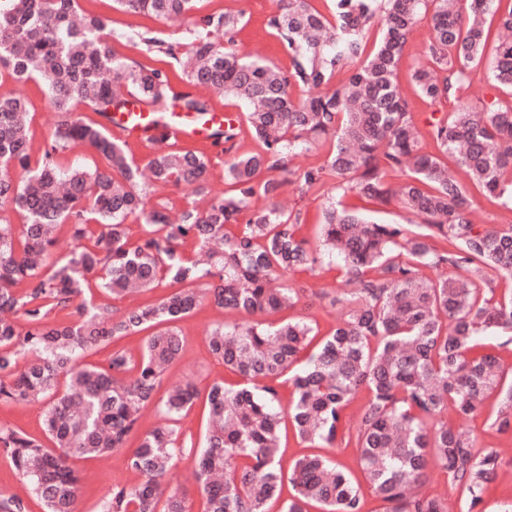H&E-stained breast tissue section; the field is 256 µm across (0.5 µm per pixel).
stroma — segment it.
I'll return each instance as SVG.
<instances>
[{
  "label": "stroma",
  "instance_id": "obj_1",
  "mask_svg": "<svg viewBox=\"0 0 512 512\" xmlns=\"http://www.w3.org/2000/svg\"><path fill=\"white\" fill-rule=\"evenodd\" d=\"M80 10L92 16L106 18L111 23L112 37L109 45L117 54L146 63L166 71H174L175 63L162 54L148 53L138 42L136 35L148 33L159 40L188 42L191 34L186 23L179 20H161L146 14H135L117 8L114 0H78ZM199 10L205 14L232 13L239 15L240 25L233 44L234 51L241 54H261L282 69H290L291 60L269 26V20L276 13V0H200ZM430 12H421L412 38L405 47L398 78L403 95L408 100L418 124H425L430 116H444L451 112V104L432 105L424 102L416 93L411 80L414 68L425 65V47L431 31ZM20 92L31 103L29 124V146L32 155H40L53 127L55 114L43 86L35 81L24 84L12 80L0 81V95ZM201 96L208 99L214 111L231 114L239 129L238 151L246 154L260 151L261 145L255 140L246 122V109L237 100L217 95L209 89H201ZM286 209L301 212L306 225L303 235L310 244L318 242V226L329 203H336L365 213L384 223H405V215L396 207L377 209L358 198L354 193H340L327 188L322 193L301 194L296 185H286L278 198ZM340 271L337 262L322 263L315 271L293 274V281L309 289L300 302L291 309L275 313V320L304 318L316 323L320 331H328L336 323V312L326 302L318 299L323 290L338 288ZM236 315L224 312L212 304L201 305L194 313L182 319L178 327L183 336V348L177 360L169 367L162 386H171L192 381L198 391H205L213 382L237 383L236 374L224 368L210 352L207 343L209 330L219 323H234ZM495 408L494 402H487L483 412L466 420H457V427L473 432L479 447L498 452L502 464L498 478L484 494L488 512L497 505L512 501V433L503 434L490 427L487 417ZM136 440H129L127 448L119 449L103 457L85 458L75 456L70 466L81 476L78 496V512H99L103 501L110 497L115 486L133 487L140 483L138 473L126 467L128 448L136 447ZM196 467L195 457L189 453L178 455L167 476L171 489L185 495L191 512H203L204 500L193 478Z\"/></svg>",
  "mask_w": 512,
  "mask_h": 512
}]
</instances>
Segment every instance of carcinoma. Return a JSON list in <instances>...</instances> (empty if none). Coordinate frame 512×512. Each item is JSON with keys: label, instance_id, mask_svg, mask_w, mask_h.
Listing matches in <instances>:
<instances>
[{"label": "carcinoma", "instance_id": "obj_1", "mask_svg": "<svg viewBox=\"0 0 512 512\" xmlns=\"http://www.w3.org/2000/svg\"><path fill=\"white\" fill-rule=\"evenodd\" d=\"M126 11L162 20L187 19L194 38L182 45L141 36L147 50L176 60L175 77L108 45V22L76 17V0H0V79L37 81L49 93L53 130L42 154L30 152L27 97L0 96V208L21 217L0 219V402L45 403L46 446L20 430L0 427V453L9 457L46 512H77L73 456L97 457L125 447L140 434L127 467L142 476L117 487L99 512H190L163 478L178 453L199 448L197 479L205 512H362L367 487L386 512H454L448 500L423 490L437 467L467 496L463 512H484L483 494L495 480L498 454L448 425V414L474 416L496 398L492 426L512 428V383H504L496 352L512 344L489 338L512 332V294L495 297L496 279L512 280V225L486 228L470 219L469 184L512 203V103L469 104L472 70L488 47L485 15L495 0H332L327 18L308 0H278L270 26L291 57L284 71L260 56L224 48L215 32L233 34L239 16L199 14V0H114ZM434 5L427 42L429 65L412 74L419 96L457 109L435 118L426 133L416 126L396 71L423 5ZM382 27L374 50L365 34ZM491 60L493 81L512 88V7L499 16ZM347 68L345 83L331 87ZM124 84L133 95L116 96ZM297 85L307 95L292 96ZM208 88L243 102L249 128L262 144L256 153L225 163L231 192L214 194L209 160L199 149L150 139L141 171L126 142L112 139L113 112H155L174 105L205 117L209 103L194 93ZM83 105L98 116L75 114ZM435 142L464 172L448 171L440 157L421 151ZM82 147L107 161L104 168L62 170L58 151ZM327 149L319 167L287 169L295 157ZM288 170L281 180L276 171ZM402 174L398 183L394 174ZM154 185L195 183L208 198L172 219L163 204L149 205ZM382 208L398 206L414 224L373 221L330 205L319 246L301 235L299 212L275 202L296 184L317 191L327 181ZM140 223L137 239L127 220ZM71 223L74 246L54 257L58 226ZM340 258L349 292L321 294L336 324L317 346L318 327L306 320L213 326L212 354L240 377L214 382L206 393L208 427L202 442L183 437L175 422L198 396L191 384L158 397L166 368L183 337L175 323L209 299L239 314H270L294 307L305 292L282 283L290 272L311 271L321 257ZM460 270L430 278L424 270ZM167 281L178 285L155 303L112 310L86 299L77 319L58 321L75 297L96 287L121 297ZM140 357L115 350L106 364L81 355L154 325ZM31 358L17 368L19 356ZM131 378H126L128 373ZM291 386L283 399L282 385ZM366 394L356 425L345 419ZM155 407L168 424L144 432L141 410ZM312 451L282 464L287 429ZM354 445L361 477L317 448Z\"/></svg>", "mask_w": 512, "mask_h": 512}]
</instances>
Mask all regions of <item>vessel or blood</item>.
<instances>
[{
	"instance_id": "b4317fda",
	"label": "vessel or blood",
	"mask_w": 512,
	"mask_h": 512,
	"mask_svg": "<svg viewBox=\"0 0 512 512\" xmlns=\"http://www.w3.org/2000/svg\"><path fill=\"white\" fill-rule=\"evenodd\" d=\"M226 119L221 112L209 113L204 121L183 112H116L111 126L126 138L144 141L155 135L157 125L165 123L176 140H206L214 130L223 128Z\"/></svg>"
}]
</instances>
